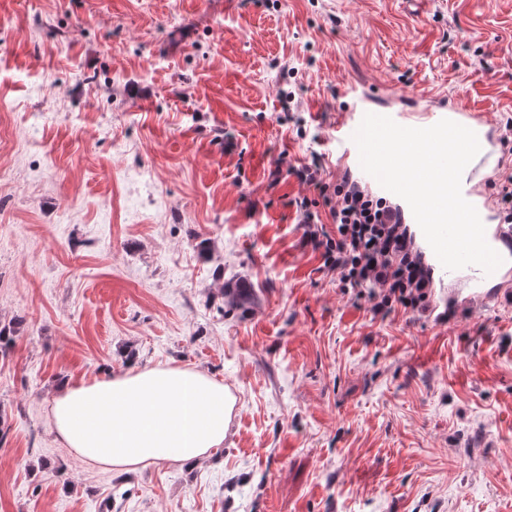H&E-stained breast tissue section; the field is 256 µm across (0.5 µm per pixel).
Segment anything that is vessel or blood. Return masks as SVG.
<instances>
[{
  "label": "vessel or blood",
  "instance_id": "obj_1",
  "mask_svg": "<svg viewBox=\"0 0 512 512\" xmlns=\"http://www.w3.org/2000/svg\"><path fill=\"white\" fill-rule=\"evenodd\" d=\"M348 113L340 114L333 128L332 138L336 143V156L357 169V179L370 188H377V181L364 171L359 170V151L352 136L358 129L364 115L370 107L366 99L359 94H351ZM393 120L403 126L425 128L443 119L452 120L473 130L479 139L481 150L465 168L462 175V194L477 209L485 226L488 244L504 259L503 264L492 274L476 266L459 270L445 269L427 243L422 231H415L414 238L421 249L430 271L433 284L448 291L449 308L461 305L489 306L506 288L512 287V226L502 223L499 217L490 215L485 201L474 195L470 189L473 182L485 181L491 168V159L500 143V132L479 112H467L453 101L427 100L421 116L409 119L406 113L396 112Z\"/></svg>",
  "mask_w": 512,
  "mask_h": 512
}]
</instances>
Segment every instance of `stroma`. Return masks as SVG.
<instances>
[{
  "label": "stroma",
  "mask_w": 512,
  "mask_h": 512,
  "mask_svg": "<svg viewBox=\"0 0 512 512\" xmlns=\"http://www.w3.org/2000/svg\"><path fill=\"white\" fill-rule=\"evenodd\" d=\"M353 83L511 124L512 0H0V512H512V292L374 315L274 173L343 176ZM168 367L234 399L201 463L58 440L62 381Z\"/></svg>",
  "instance_id": "obj_1"
}]
</instances>
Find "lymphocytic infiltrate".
<instances>
[{
    "instance_id": "obj_1",
    "label": "lymphocytic infiltrate",
    "mask_w": 512,
    "mask_h": 512,
    "mask_svg": "<svg viewBox=\"0 0 512 512\" xmlns=\"http://www.w3.org/2000/svg\"><path fill=\"white\" fill-rule=\"evenodd\" d=\"M321 171L314 161L290 168L289 173L318 190L335 226L331 234L319 230L321 218L312 211L311 199L301 200L306 235L320 250L324 267L346 287L366 291L374 313L428 310L429 275L396 208L349 178L324 182Z\"/></svg>"
}]
</instances>
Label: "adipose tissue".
<instances>
[{
    "label": "adipose tissue",
    "mask_w": 512,
    "mask_h": 512,
    "mask_svg": "<svg viewBox=\"0 0 512 512\" xmlns=\"http://www.w3.org/2000/svg\"><path fill=\"white\" fill-rule=\"evenodd\" d=\"M232 406L208 374L160 368L61 386L51 416L58 439L83 461L128 473L205 459L223 445Z\"/></svg>",
    "instance_id": "obj_1"
}]
</instances>
